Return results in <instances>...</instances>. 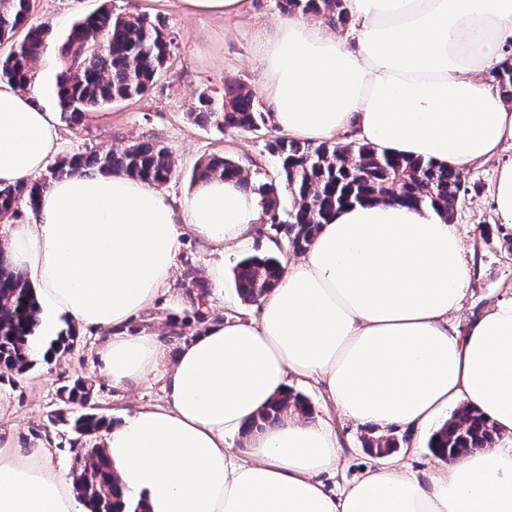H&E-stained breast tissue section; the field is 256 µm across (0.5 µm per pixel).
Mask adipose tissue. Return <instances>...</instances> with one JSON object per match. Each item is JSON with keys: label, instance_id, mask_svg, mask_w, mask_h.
Segmentation results:
<instances>
[{"label": "adipose tissue", "instance_id": "ef3b65f1", "mask_svg": "<svg viewBox=\"0 0 512 512\" xmlns=\"http://www.w3.org/2000/svg\"><path fill=\"white\" fill-rule=\"evenodd\" d=\"M347 36L276 19L256 46L274 124L298 141L347 136L453 167L512 147V104L483 80L512 41V0H349ZM60 113L0 82V183L39 175L58 148ZM263 219L235 180L200 181L184 205L116 174L55 181L5 249L40 306L36 355L65 323L106 331L100 374L139 384L165 353L152 332L122 334L167 289L192 236L212 253ZM461 234L435 212L355 203L289 261L251 320L211 323L166 372L167 400L102 433L126 502L146 512H512V299L462 332L450 322L472 285ZM322 383L349 420L420 430L448 408L481 411L494 447L428 471L367 472L342 491L336 433L291 416L246 435L292 382ZM247 436L249 458L233 442ZM52 443L0 440V512H89Z\"/></svg>", "mask_w": 512, "mask_h": 512}]
</instances>
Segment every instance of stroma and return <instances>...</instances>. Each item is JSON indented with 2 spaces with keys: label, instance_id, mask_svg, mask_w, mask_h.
Listing matches in <instances>:
<instances>
[{
  "label": "stroma",
  "instance_id": "obj_1",
  "mask_svg": "<svg viewBox=\"0 0 512 512\" xmlns=\"http://www.w3.org/2000/svg\"><path fill=\"white\" fill-rule=\"evenodd\" d=\"M107 1L116 9L124 5L123 0H39L38 14L49 22L53 34L59 35L76 19L97 11ZM136 3L141 13L164 23L174 39L166 69L148 94L99 109L88 123L62 124L57 159L86 151L103 152L131 142H155L168 150L175 167L173 178L162 192L180 205L194 188V167L214 153L233 156L251 181L275 177L278 160L268 152L266 144L279 136V129L269 125L255 133H241L200 127L189 120L188 114L201 89L219 96L228 81L239 82L256 99H263V64L253 46L280 16L277 0H249L246 13L229 20L184 13L177 0ZM509 160L512 149L463 168L466 192L452 222L462 234L474 279L453 316L462 330L495 302L512 297V228L499 224L491 201L497 169ZM280 239L274 227L262 223L247 245L225 252L224 286L220 293L208 296L209 321L231 315L243 317L252 312V304L242 302L236 292L234 269L245 256L264 253L269 242ZM215 261L208 248L197 239L188 238L176 258L168 291L146 314L126 325L125 333L153 330L167 361H174L184 338L204 330L203 325L194 322L186 302L183 270L194 267L199 281L207 285ZM103 339V333L82 331L74 347L52 361L36 359L32 369L23 374L0 371V434L13 436L23 444L49 437L54 442L56 461L68 465L73 459L72 436L64 424L54 419L64 409L59 399L61 386L78 377H93L95 403L116 421L141 405L164 403V367H157L130 389L113 388L98 377V351ZM299 391L312 407L313 420L329 421L336 431L338 483L354 480L366 470L381 466V459L362 446L364 438L372 434L370 428L344 418L320 386L303 385Z\"/></svg>",
  "mask_w": 512,
  "mask_h": 512
}]
</instances>
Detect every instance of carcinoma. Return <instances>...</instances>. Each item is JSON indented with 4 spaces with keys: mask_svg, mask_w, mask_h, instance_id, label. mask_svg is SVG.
I'll return each instance as SVG.
<instances>
[{
    "mask_svg": "<svg viewBox=\"0 0 512 512\" xmlns=\"http://www.w3.org/2000/svg\"><path fill=\"white\" fill-rule=\"evenodd\" d=\"M279 7L287 13L315 16L333 27L350 20L347 0H279ZM33 12V0H0V44L11 43L9 52L0 57V76L24 90L32 87L51 34L47 25L36 22ZM22 28L23 39L12 42ZM172 46L173 38L164 26L133 6L117 11L105 5L72 23L56 38L55 45L61 70L56 77L54 98L65 121L77 124L89 112L148 93ZM491 77L500 95L511 103L512 55L496 66ZM190 117L199 126L252 132L266 126L268 113L260 109L252 92L233 81L224 84V94L219 99L201 92ZM266 147L279 159V171L275 178L253 187V191L261 199L266 223L282 234L287 248L296 254L311 246L320 226L344 205L389 199L414 209H432L449 222L464 188V177L457 168L393 155L369 143L316 145L277 137ZM96 173H122L162 187L172 178L174 168L165 148L152 142L128 143L106 152L77 153L61 161L48 177L0 185V221L16 219L23 206L36 211L40 197L53 180ZM213 176L248 183L244 169L227 155H214L193 171L196 181ZM285 194L293 202L289 211L281 206ZM283 271L282 259L277 255L242 259L234 271L238 296L244 302H256L276 286ZM184 280L193 318L203 323L201 304L208 302V294L199 289L193 269L185 270ZM39 313L27 277L0 249L1 369L22 373L33 366L32 343ZM75 338V328L66 324V329L50 343L47 354L55 356L66 351L74 345ZM94 387L93 380L87 377L64 386L60 400L65 410L56 416L70 426L79 442L71 466L77 494L88 503L90 512H143L141 505L123 500L97 444V438L112 425V420L86 408ZM289 415L305 419L312 415L308 401L292 390L260 412L247 433L273 427ZM498 439L494 424L481 412L465 406L432 434L428 448L435 455L456 458L475 449L491 448ZM364 447L382 454L395 451L398 443L393 437H372L364 440Z\"/></svg>",
    "mask_w": 512,
    "mask_h": 512,
    "instance_id": "cac0c4a2",
    "label": "carcinoma"
}]
</instances>
